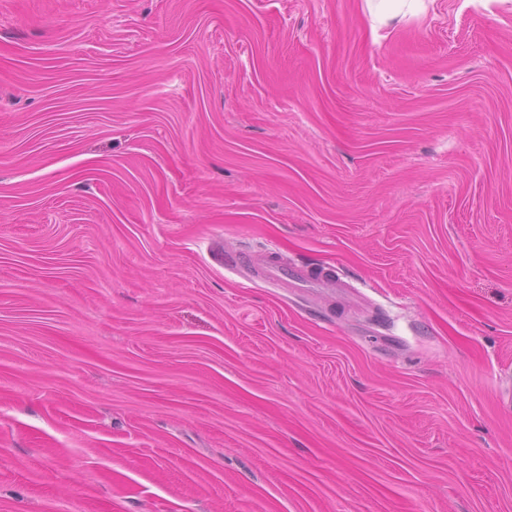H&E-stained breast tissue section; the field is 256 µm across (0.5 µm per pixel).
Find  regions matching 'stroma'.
Here are the masks:
<instances>
[{
  "mask_svg": "<svg viewBox=\"0 0 512 512\" xmlns=\"http://www.w3.org/2000/svg\"><path fill=\"white\" fill-rule=\"evenodd\" d=\"M376 7L0 0V512H512V0ZM218 260L224 261V267H236L242 264H249L262 273V277L275 280H288V269H285L276 259L271 257H258L245 255L242 257L218 254Z\"/></svg>",
  "mask_w": 512,
  "mask_h": 512,
  "instance_id": "35a3bbf8",
  "label": "stroma"
}]
</instances>
